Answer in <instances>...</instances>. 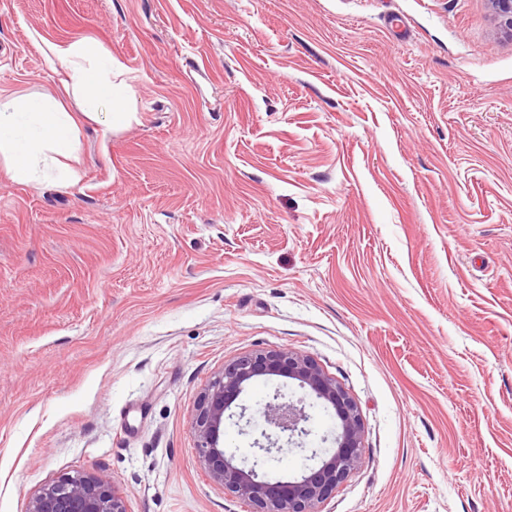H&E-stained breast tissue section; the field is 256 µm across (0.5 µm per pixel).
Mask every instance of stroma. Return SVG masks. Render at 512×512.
Instances as JSON below:
<instances>
[{
  "instance_id": "1",
  "label": "stroma",
  "mask_w": 512,
  "mask_h": 512,
  "mask_svg": "<svg viewBox=\"0 0 512 512\" xmlns=\"http://www.w3.org/2000/svg\"><path fill=\"white\" fill-rule=\"evenodd\" d=\"M85 40L137 118L78 181L0 173V512L104 476L128 512H249L201 391L253 350L350 394L317 512H512V37L488 0H0V90ZM261 418L224 423L252 462Z\"/></svg>"
}]
</instances>
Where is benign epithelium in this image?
Wrapping results in <instances>:
<instances>
[{
    "mask_svg": "<svg viewBox=\"0 0 512 512\" xmlns=\"http://www.w3.org/2000/svg\"><path fill=\"white\" fill-rule=\"evenodd\" d=\"M500 26L512 34V0H489ZM278 376L298 381L305 394L294 399L275 392L258 413L264 427L254 446L269 457L279 442L304 448L312 435L306 399L313 397L336 414L335 448L311 449L319 460L293 480L272 478L259 461L246 468L224 449V420L245 417L246 409L232 406L247 386ZM205 473L215 484L250 506V512H316L360 462L362 424L358 407L348 392L328 376L312 358L288 349L245 353L224 365L201 394L192 422ZM29 512H128L124 497L104 477L95 473L63 477L44 485L30 500Z\"/></svg>",
    "mask_w": 512,
    "mask_h": 512,
    "instance_id": "benign-epithelium-1",
    "label": "benign epithelium"
}]
</instances>
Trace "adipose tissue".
<instances>
[{"mask_svg": "<svg viewBox=\"0 0 512 512\" xmlns=\"http://www.w3.org/2000/svg\"><path fill=\"white\" fill-rule=\"evenodd\" d=\"M48 52L49 62L59 63L67 73L63 94L80 98L83 106L71 112L55 96L30 100L0 91V160L19 181L40 178L59 158L77 157L80 124L97 120L100 106H109L116 129L136 112L128 95L133 77L111 56L81 42L52 45Z\"/></svg>", "mask_w": 512, "mask_h": 512, "instance_id": "obj_1", "label": "adipose tissue"}]
</instances>
